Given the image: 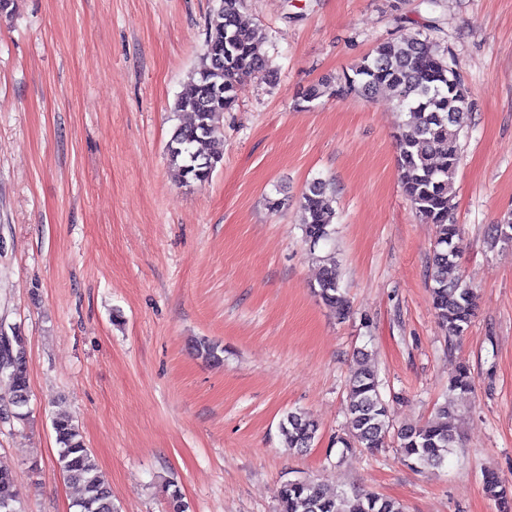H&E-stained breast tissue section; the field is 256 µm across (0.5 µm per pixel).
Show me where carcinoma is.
<instances>
[{"label":"carcinoma","instance_id":"1","mask_svg":"<svg viewBox=\"0 0 512 512\" xmlns=\"http://www.w3.org/2000/svg\"><path fill=\"white\" fill-rule=\"evenodd\" d=\"M218 2L209 17L200 63L173 106L174 111L191 116L189 123L174 129L167 143L177 177L186 186L209 181L223 161L224 131L215 119L235 106L238 80L266 71V30L240 21L243 0ZM380 92L390 94L400 112L409 115L397 139L401 184L416 213L435 226L429 274L432 306L445 335L458 338L471 323L476 308L473 288L460 278L448 277L462 241L450 201L460 160V135L471 117L469 91L456 64L437 51L430 34L419 32L411 38L379 43L348 70L310 86L302 100L311 103L324 96ZM197 144L209 147V152L201 153L195 148ZM333 202L334 190L321 179L314 180L303 194L304 234L314 246L330 240L334 233ZM492 239L512 247V221L492 225ZM318 295L339 317L349 313L334 260L322 266ZM12 345L15 360L0 368V374H7L11 380L10 396L14 397L17 391L29 388V383L22 337H12ZM448 389L461 394L472 392L474 379L466 364L458 366ZM346 424L350 438L360 448H382L390 437L389 405L382 399L380 381L371 368H359L349 379ZM53 429L59 471L82 489L74 507L79 510L88 504L86 512H115L111 488L100 475L78 425L69 417H59L53 421ZM280 430L290 450L310 447L317 432L307 414L297 410L286 415ZM396 439L406 464L428 471L441 468L458 443L451 404L439 406L434 419L425 425L400 428ZM483 484L497 512H512V495L500 487L494 474L485 473ZM278 500V512H404L399 502L374 493L328 495L313 479L286 481ZM1 505L9 512H21L13 475L2 468Z\"/></svg>","mask_w":512,"mask_h":512}]
</instances>
